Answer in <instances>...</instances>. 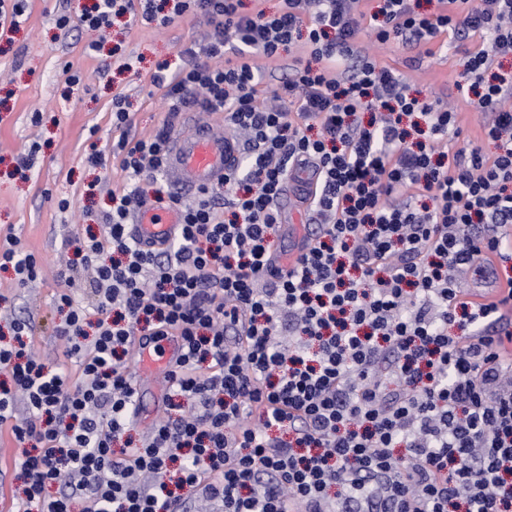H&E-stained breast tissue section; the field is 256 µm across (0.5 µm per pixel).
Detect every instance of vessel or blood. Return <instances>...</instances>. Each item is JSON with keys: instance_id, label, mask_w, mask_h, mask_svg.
Segmentation results:
<instances>
[{"instance_id": "vessel-or-blood-1", "label": "vessel or blood", "mask_w": 512, "mask_h": 512, "mask_svg": "<svg viewBox=\"0 0 512 512\" xmlns=\"http://www.w3.org/2000/svg\"><path fill=\"white\" fill-rule=\"evenodd\" d=\"M241 155L239 145L230 138L215 135L209 122L196 120L189 131L175 135L168 146L166 172L182 194H191L223 183L225 175ZM181 212L173 205L146 204L134 216L136 238L145 246H162L175 237ZM138 369L164 371L182 354V342L174 336L159 342L141 341L133 345Z\"/></svg>"}]
</instances>
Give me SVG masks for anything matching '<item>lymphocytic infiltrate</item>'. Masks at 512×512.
<instances>
[{
  "instance_id": "1",
  "label": "lymphocytic infiltrate",
  "mask_w": 512,
  "mask_h": 512,
  "mask_svg": "<svg viewBox=\"0 0 512 512\" xmlns=\"http://www.w3.org/2000/svg\"><path fill=\"white\" fill-rule=\"evenodd\" d=\"M95 0L82 21L110 16L167 25L187 14L209 30L162 61L151 83L167 116L130 135L123 96L119 136L88 161L118 163L101 235L69 240L67 271L91 270L93 309L66 292L57 328L66 372L28 338L33 316L10 321L0 343V427L23 447L21 512H512V275L475 301L468 270L512 261V74H491L512 53V0ZM479 37L464 73L483 133L495 145L449 151L456 114L413 96L407 78L358 49ZM299 47L291 76L263 101L257 58ZM220 113L246 150L224 184L180 203L165 247H142L128 224L159 180L174 119ZM369 113L360 121L359 113ZM314 166L303 188L304 251L280 266L276 207L287 179ZM230 213H223L222 202ZM26 287L41 265L13 235L0 269ZM238 325L227 335L228 325ZM180 337L163 380L165 415L136 436L135 338Z\"/></svg>"
}]
</instances>
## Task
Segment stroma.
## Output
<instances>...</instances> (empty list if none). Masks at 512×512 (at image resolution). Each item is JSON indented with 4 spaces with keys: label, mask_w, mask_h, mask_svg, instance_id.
Returning <instances> with one entry per match:
<instances>
[{
    "label": "stroma",
    "mask_w": 512,
    "mask_h": 512,
    "mask_svg": "<svg viewBox=\"0 0 512 512\" xmlns=\"http://www.w3.org/2000/svg\"><path fill=\"white\" fill-rule=\"evenodd\" d=\"M92 0H29L19 27L0 35V237L16 235L25 251L42 263L45 274L35 283L18 287L14 274L0 270V296L12 298L16 314H33L34 347L43 360L70 368L56 334L63 314L56 298L64 289L58 277L72 252L66 239L99 231L110 206L112 191L127 180L118 164L91 168L86 157L92 147H105L116 135L112 128V99L127 96L132 104L135 136L152 134L167 113L161 90L150 77L158 62L175 60L178 51L202 39L203 17L188 15L160 26L130 27L114 23L102 32L85 29L80 17ZM68 15L70 25L56 19ZM99 49H91V42ZM477 38L448 44L434 39L422 51L393 41L379 44L361 33L357 44L368 48L381 65L405 75L423 98L454 107L462 130L449 139L450 150L468 141L484 152L495 146L485 139L468 103L463 61ZM133 70H123L126 59ZM79 78L69 85L68 74ZM38 145L28 177L16 173L17 156ZM70 208L60 210V200Z\"/></svg>",
    "instance_id": "obj_1"
}]
</instances>
